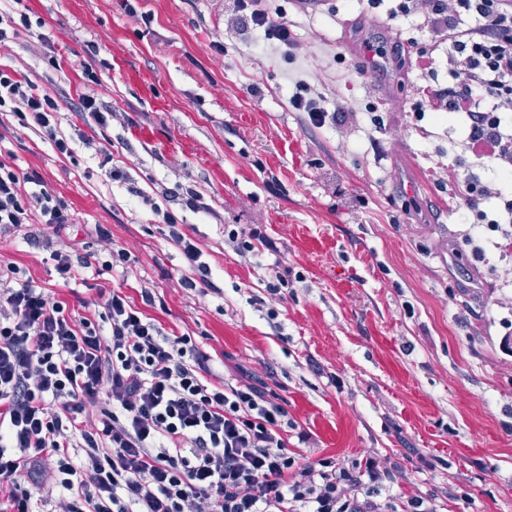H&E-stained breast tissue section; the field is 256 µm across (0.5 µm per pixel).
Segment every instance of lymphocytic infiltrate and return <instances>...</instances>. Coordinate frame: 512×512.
<instances>
[{"label": "lymphocytic infiltrate", "instance_id": "lymphocytic-infiltrate-1", "mask_svg": "<svg viewBox=\"0 0 512 512\" xmlns=\"http://www.w3.org/2000/svg\"><path fill=\"white\" fill-rule=\"evenodd\" d=\"M237 39L262 52L264 31L288 58L299 38L277 0H227ZM375 23L417 16L429 44L392 41L418 75L414 109L449 114L472 165L448 167V211L460 224L479 220L496 232L494 248L512 247V198L488 212L491 190L475 170L512 174V0H367ZM453 79L437 81L440 64ZM289 104L311 129L347 126L349 113L307 80H296ZM101 126L117 119L91 94L66 103L27 77L0 69V112L19 117L55 152L87 143L80 127L62 134V107ZM180 211L154 207L192 274L189 289L211 288L210 268L194 239L182 232V212L211 214L203 195L188 190ZM64 197L39 172L0 159V231L43 224L55 235L49 257L63 281L90 263L68 233L74 224ZM140 304L121 293L108 298L98 320H75L63 302L31 283L0 273V496L10 512H34L33 492L59 490V512H438L430 495L395 501L385 491L395 467L375 457L343 465L322 458L301 463L288 453L292 423L286 407L262 385L208 386L209 358L186 363L188 339L168 335ZM84 454L74 457L73 446Z\"/></svg>", "mask_w": 512, "mask_h": 512}]
</instances>
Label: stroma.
Masks as SVG:
<instances>
[{"instance_id": "1", "label": "stroma", "mask_w": 512, "mask_h": 512, "mask_svg": "<svg viewBox=\"0 0 512 512\" xmlns=\"http://www.w3.org/2000/svg\"><path fill=\"white\" fill-rule=\"evenodd\" d=\"M330 2L318 18L289 19L303 78L324 71L330 97L357 113V124L338 131L308 129L289 111L287 62L271 49L243 52L224 0H139L135 16L120 0H23L60 67L39 59L38 35L23 33L0 45V68L50 93H94L130 121L88 127L92 147L60 157L5 112L0 121L17 133L0 157L39 171L70 202L81 255L95 256L93 227L106 224L132 262L124 274L91 268L84 281L62 284L45 261L53 231L33 224L0 235V265L79 318L101 311L108 292L136 302L152 289L147 316L191 337L210 358V382L249 376L285 401L309 436L288 438L299 462L372 454L397 464L394 496L433 495L441 512H512V353L501 346L512 339V260L490 247L474 256L458 236L437 170L461 151L435 115L405 116L417 80L410 64L377 78L395 134L375 161L366 80L336 78L358 63L342 20L363 5ZM91 42L105 67L90 87L81 61ZM252 82L261 97L244 92ZM105 161L161 207L188 188L204 194L215 217L188 214L184 231L203 250L216 291L182 287L188 271L165 226L127 183L105 179ZM228 224L261 231L254 254L227 244ZM28 235L39 246L25 243ZM273 248L291 273L274 305L265 267Z\"/></svg>"}]
</instances>
